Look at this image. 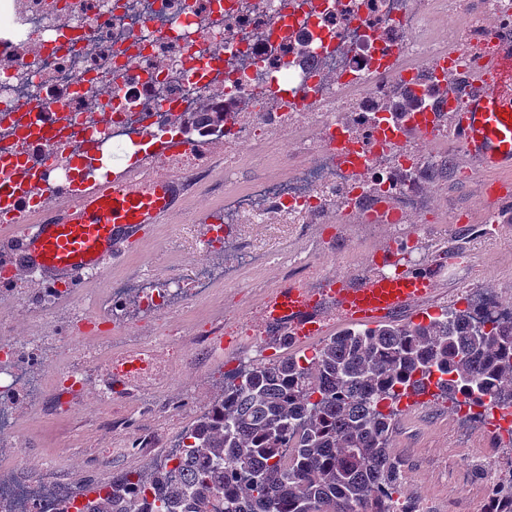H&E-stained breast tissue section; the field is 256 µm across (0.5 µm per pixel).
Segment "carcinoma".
Returning a JSON list of instances; mask_svg holds the SVG:
<instances>
[{
	"label": "carcinoma",
	"instance_id": "carcinoma-1",
	"mask_svg": "<svg viewBox=\"0 0 512 512\" xmlns=\"http://www.w3.org/2000/svg\"><path fill=\"white\" fill-rule=\"evenodd\" d=\"M184 118L205 134L220 126L211 112ZM434 377L451 401L512 403V320L485 329L452 310L343 331L309 357L255 359L184 431V480L154 468L150 500L120 475L84 512H392L398 402ZM488 482L484 512H512V472Z\"/></svg>",
	"mask_w": 512,
	"mask_h": 512
}]
</instances>
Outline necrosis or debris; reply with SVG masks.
<instances>
[{
	"instance_id": "4bbe7bcc",
	"label": "necrosis or debris",
	"mask_w": 512,
	"mask_h": 512,
	"mask_svg": "<svg viewBox=\"0 0 512 512\" xmlns=\"http://www.w3.org/2000/svg\"><path fill=\"white\" fill-rule=\"evenodd\" d=\"M437 4L468 15L473 54L488 49L490 37L470 0H0L6 36L0 48V153L28 150L20 133L25 110L47 105L66 146L94 139L124 155L135 130L168 129L171 116L195 111L220 84L225 108L235 115L223 131L225 177L237 170L252 134L275 140L299 116L325 134L342 127L355 153L374 154L375 161L356 175L334 150L306 143V160L287 176L227 193L223 223L212 225L195 247L214 252L225 225L265 224L274 214L285 224L322 223L338 199L362 212L386 199L407 216L422 206L420 172L447 178L450 158L381 152L382 104L406 86L423 101L411 119L446 133L459 86L434 69L435 43L404 39ZM398 48L419 67H400ZM276 83L288 85L287 98L271 93ZM103 86L111 87V98L98 97ZM253 263L242 243L229 265L192 261L180 274L138 269L111 278L109 292L87 307L72 304L73 290L65 285L34 297L15 289L19 305L44 311L67 305L69 334L61 341L68 358L44 375L38 364L54 333L19 341L0 330V435L15 436L24 414L79 421L84 398L92 394L101 407L104 445L85 449L88 469L120 454L149 467L160 450L176 467L182 435L170 421V406L152 401L148 392L168 379L170 360L199 368L218 362L224 318L212 314L204 327L169 330L157 352L149 344L158 319L170 309L199 305ZM118 349L138 354L134 373L116 360ZM133 405L157 415L161 426L130 433ZM88 499L86 485L57 464L44 459L34 468L17 449L0 448V512H81Z\"/></svg>"
}]
</instances>
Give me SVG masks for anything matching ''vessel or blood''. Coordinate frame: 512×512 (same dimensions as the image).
<instances>
[{"instance_id": "obj_1", "label": "vessel or blood", "mask_w": 512, "mask_h": 512, "mask_svg": "<svg viewBox=\"0 0 512 512\" xmlns=\"http://www.w3.org/2000/svg\"><path fill=\"white\" fill-rule=\"evenodd\" d=\"M492 47L476 64L459 70V106L448 114L455 149L466 158L475 204L493 199L503 215L512 217V22L502 21L491 33ZM52 113L27 115L32 131L28 168L38 172L41 196L17 190L25 169L12 156L0 155V288L10 290L36 281L40 288L67 284L80 289L91 272H105L136 246L153 224H209V210L184 209L194 176L188 171L153 174L140 160L199 153L215 155L179 129L164 135L140 134L134 141L137 166L110 167L96 177L87 171L94 144L83 143L67 178L55 169L61 152L49 134ZM429 147L434 133L416 124H392L383 146L401 153L410 140ZM403 244H390L368 262L360 277L332 276L322 294L291 283L268 294L262 310L267 322L290 341L305 343L328 335L334 325L369 327L397 316L429 322L437 310L435 267L403 265Z\"/></svg>"}]
</instances>
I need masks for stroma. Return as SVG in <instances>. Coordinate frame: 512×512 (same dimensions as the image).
I'll use <instances>...</instances> for the list:
<instances>
[{"mask_svg":"<svg viewBox=\"0 0 512 512\" xmlns=\"http://www.w3.org/2000/svg\"><path fill=\"white\" fill-rule=\"evenodd\" d=\"M309 130L306 124L292 127L288 135L278 139L275 153H267L262 137H255L241 166L234 173L236 186L243 187L260 179L267 165H275L280 174H287L290 159L298 151ZM436 153L451 154L455 171L448 177L447 191L434 188L432 183L421 186L422 194L430 203L429 215L413 223L414 237L431 257H438L448 238L463 230L476 232V246L469 250V264L479 270L478 277L464 275L452 280L441 277L437 285L436 303L441 311L465 309V292L471 282L494 292L498 301L512 304V230L486 235L485 229L496 221L494 210H487L484 218L466 223H449L447 204L468 205L473 201V190L461 183L464 157L451 144L438 140ZM240 225L227 227L229 240H236ZM247 242L263 259L256 269L248 271L232 286L225 287L218 302L227 321L231 342L224 349L227 361L240 357L275 359L287 351L304 355L316 348V341L287 347L281 338H274L270 350L256 344L252 329L244 321L246 306L260 305L263 298L276 287L294 282H314L329 272L339 275L363 269L369 257L385 243L396 237L391 224L357 226L351 224H253L248 229ZM197 224H156L142 238L137 250L113 266L119 274L133 267L147 270L164 268V259L171 240L189 242L201 235ZM173 377L186 389H205L207 401L196 404L194 410L181 413L182 427H189L198 412L207 407L208 400L220 398L223 381L213 378L208 371H194L174 366ZM446 399L435 396L405 416L399 417L392 437L390 452L401 463L403 488L414 500L429 501L434 512H483L484 498L480 490L484 482L482 462L496 456L503 467L512 466V448H492L482 429H474L469 437H459L450 412L445 411ZM21 438L27 448L38 455L52 456L57 463L73 474H80L82 460L69 448L66 423L62 420H31L21 429Z\"/></svg>","mask_w":512,"mask_h":512,"instance_id":"stroma-1","label":"stroma"}]
</instances>
